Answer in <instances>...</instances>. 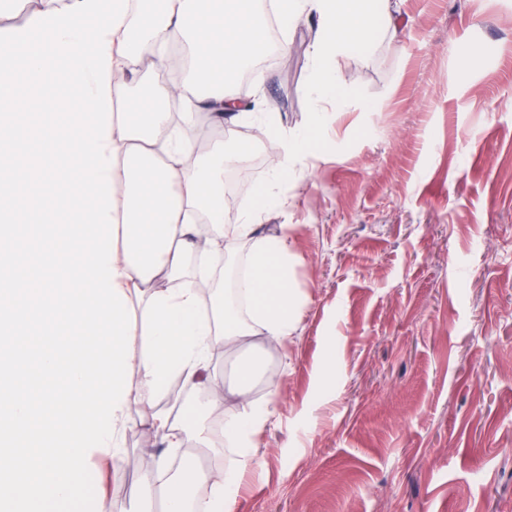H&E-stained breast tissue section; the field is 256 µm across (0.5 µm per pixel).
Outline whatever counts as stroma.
<instances>
[{
  "label": "stroma",
  "instance_id": "35a3bbf8",
  "mask_svg": "<svg viewBox=\"0 0 512 512\" xmlns=\"http://www.w3.org/2000/svg\"><path fill=\"white\" fill-rule=\"evenodd\" d=\"M400 11L397 36L339 59L355 101L325 106L320 150L302 161L270 145L266 124L310 120L314 20L280 32L281 53L241 78L261 107L218 131L264 164L235 205L264 231L285 226L297 321L280 341L210 354L226 385L251 362V390L225 392L220 411L182 405L179 447L145 428L162 400L131 409L117 465L93 462L112 512L137 499L146 454L171 468L209 442L223 449L213 469L237 464L213 426L257 404L269 416L234 512H512V0H401ZM47 62L57 78L36 91L38 111L80 108L63 65ZM265 189L278 208L259 204Z\"/></svg>",
  "mask_w": 512,
  "mask_h": 512
}]
</instances>
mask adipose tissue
Returning <instances> with one entry per match:
<instances>
[{"label": "adipose tissue", "mask_w": 512, "mask_h": 512, "mask_svg": "<svg viewBox=\"0 0 512 512\" xmlns=\"http://www.w3.org/2000/svg\"><path fill=\"white\" fill-rule=\"evenodd\" d=\"M275 10L286 30L312 12L320 19L308 49L311 122L291 133L267 128L289 159L302 160L320 148L324 104L342 110L353 98L339 58L372 33L397 34L396 11L391 0H275ZM45 31L89 107L23 128L30 100L16 70L34 89L55 80ZM180 42L191 50L193 99L218 120L240 106L231 76L265 53L267 27L257 0H48L0 51V512H111L107 496H90L84 474L93 456H122L131 408L161 397L177 377L223 409L207 365L214 344L256 334L274 342L296 321L287 235L256 234L245 210L225 221L224 166L233 157L223 142L187 164L191 146L169 127V84L118 98L127 61L152 55L165 68L164 46ZM45 211L71 221L27 247L23 230ZM202 218L217 231L199 241ZM228 234L251 240L250 269L238 282L250 303L243 320L207 310L205 275L180 276L191 250L223 254ZM160 272L178 286L145 292ZM136 300L139 326L130 320ZM268 414L264 406L227 414L224 435L240 449V467L217 472L189 456L177 485L158 481L162 462L150 458L144 501L158 512H232ZM185 482L208 486V496L187 506Z\"/></svg>", "instance_id": "ef3b65f1"}]
</instances>
